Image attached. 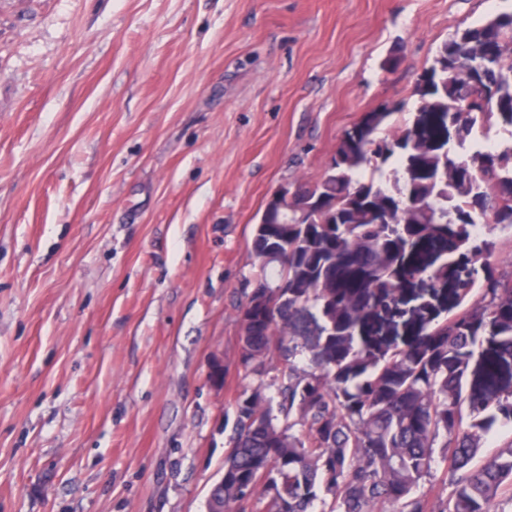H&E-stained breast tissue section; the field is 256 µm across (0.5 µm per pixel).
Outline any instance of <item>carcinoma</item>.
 Returning a JSON list of instances; mask_svg holds the SVG:
<instances>
[{"instance_id": "obj_1", "label": "carcinoma", "mask_w": 512, "mask_h": 512, "mask_svg": "<svg viewBox=\"0 0 512 512\" xmlns=\"http://www.w3.org/2000/svg\"><path fill=\"white\" fill-rule=\"evenodd\" d=\"M412 115L382 106L298 187L310 222L256 224L254 313L224 373L245 384L224 422V484L208 512H490L512 502V273L494 239L512 230V11L445 42L419 75ZM396 160L393 185L379 181ZM307 357L304 367L297 358ZM447 466L448 495L419 491Z\"/></svg>"}]
</instances>
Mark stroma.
I'll return each mask as SVG.
<instances>
[{"mask_svg": "<svg viewBox=\"0 0 512 512\" xmlns=\"http://www.w3.org/2000/svg\"><path fill=\"white\" fill-rule=\"evenodd\" d=\"M512 0H0V512H206L255 224Z\"/></svg>", "mask_w": 512, "mask_h": 512, "instance_id": "stroma-1", "label": "stroma"}]
</instances>
